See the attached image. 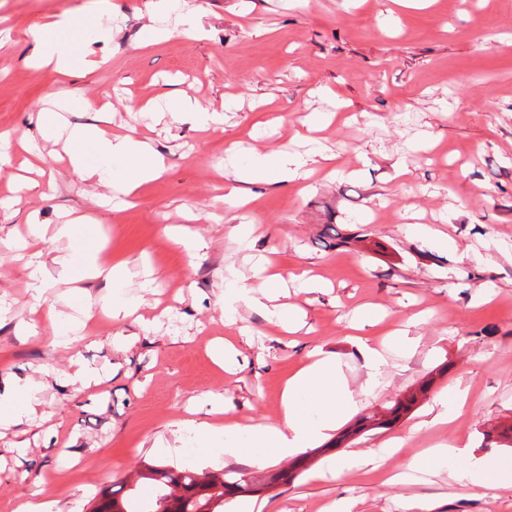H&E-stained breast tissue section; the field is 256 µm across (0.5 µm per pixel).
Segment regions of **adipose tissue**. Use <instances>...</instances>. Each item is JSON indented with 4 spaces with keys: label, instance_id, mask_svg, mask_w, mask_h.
I'll use <instances>...</instances> for the list:
<instances>
[{
    "label": "adipose tissue",
    "instance_id": "adipose-tissue-1",
    "mask_svg": "<svg viewBox=\"0 0 512 512\" xmlns=\"http://www.w3.org/2000/svg\"><path fill=\"white\" fill-rule=\"evenodd\" d=\"M74 25L73 18L61 16L49 20L43 29L31 34L36 52L54 61L57 72L63 76L72 72L73 40L66 37L65 32ZM50 133L65 138L72 145L69 164L81 179L104 185L127 197L157 178L163 168L161 158L148 142L110 133L96 124L59 125L51 128ZM31 237L35 244L29 259L33 277L47 286L68 280L73 269L72 255L67 253L45 258L43 250L36 247L37 242L44 238L39 223H32ZM101 249L97 240H90L83 255V272L86 277L104 280L108 285L109 292L102 296L101 301L111 307L113 318L128 317L134 305L122 295L126 285V267L121 263L110 264L101 260ZM269 263V258L263 257L254 265L255 273L267 276L262 296H255L253 288L243 281L238 283L234 296L246 303L262 306L267 318L282 326L286 320L278 300L283 279L278 275H267ZM306 400L318 405L316 417L303 416L302 403ZM357 411L358 404L346 390L335 357L315 349L284 382L280 393V414L275 423L247 429L240 423L225 419L223 403L214 401L206 416L183 418L178 425L180 432L192 433L196 448L217 450L228 459L240 454L244 435H254L262 446L254 453L253 462L262 466L295 455L323 440ZM425 454L453 462L469 484L486 489L512 487V462L488 464L484 459L472 456L467 447L456 443L433 445L426 449Z\"/></svg>",
    "mask_w": 512,
    "mask_h": 512
}]
</instances>
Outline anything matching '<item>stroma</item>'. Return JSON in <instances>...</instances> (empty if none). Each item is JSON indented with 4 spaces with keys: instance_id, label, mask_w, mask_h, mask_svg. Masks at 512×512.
Instances as JSON below:
<instances>
[{
    "instance_id": "stroma-1",
    "label": "stroma",
    "mask_w": 512,
    "mask_h": 512,
    "mask_svg": "<svg viewBox=\"0 0 512 512\" xmlns=\"http://www.w3.org/2000/svg\"><path fill=\"white\" fill-rule=\"evenodd\" d=\"M171 2L161 15L157 0H0V32L10 34L0 48V133L32 137L46 161L39 181L54 186L43 196L0 176V301L13 306L0 323V389L25 381L38 389L32 420L0 428V512L33 495L54 501L55 512H92L97 492L147 463L251 470L245 456H172L155 441L169 437L190 402L211 395L227 418L275 421L284 380L316 347L336 356L359 416L422 382L430 389L391 428L336 450L376 452L404 438L388 468L338 472L316 455L265 494L272 512H320L335 500L348 512H400L409 497L432 501L433 512H512L511 487L487 493L460 483L424 454L456 440L487 461L512 460V449L484 438L512 419V0ZM188 9L196 33L153 40L151 29ZM76 10L84 34L63 81L34 66L28 32ZM181 93L224 104L222 128L164 119ZM59 99L71 102L62 111L69 124L95 123L85 101L106 102L109 130L152 141L165 171L133 205L102 206L105 188L72 172L65 140L42 138ZM334 111L318 139L336 156L335 174L304 186L251 180L253 154L305 153L298 117ZM228 182L247 207L218 203ZM67 211L97 219L107 256L127 265V292L148 328L113 323L99 302L103 281H89L88 300L72 308L90 315L85 339L51 345L44 313L30 311L34 284L17 246L29 219L52 225ZM247 222L257 226L249 252L230 234ZM169 224L207 241L197 264L165 235ZM421 224L447 244L418 232ZM270 249L299 325L288 335L241 301L234 320L221 317L226 285ZM304 274L328 291H304ZM364 305L381 315L366 337L399 330L413 341L374 379L348 329ZM118 331L127 345L114 343ZM218 337L238 350L232 370L212 359ZM82 366L99 383L74 382ZM454 388L468 391L471 409L428 425L435 399Z\"/></svg>"
}]
</instances>
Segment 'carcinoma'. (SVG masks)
<instances>
[{"mask_svg":"<svg viewBox=\"0 0 512 512\" xmlns=\"http://www.w3.org/2000/svg\"><path fill=\"white\" fill-rule=\"evenodd\" d=\"M417 402V395L396 399L386 408L385 420L374 423L373 416L362 421L371 423V428L381 429L397 422ZM490 438L500 448H512V422L493 429ZM291 479L290 472L283 469L268 472L263 480H248L246 473L236 470H221L219 473L197 472L191 469L176 470L162 464H149L140 473V482L146 485L143 496L136 489L120 485L112 493L99 500L93 512H194L211 500H217L213 512H224V500L233 497L258 496L268 485H279Z\"/></svg>","mask_w":512,"mask_h":512,"instance_id":"carcinoma-1","label":"carcinoma"}]
</instances>
